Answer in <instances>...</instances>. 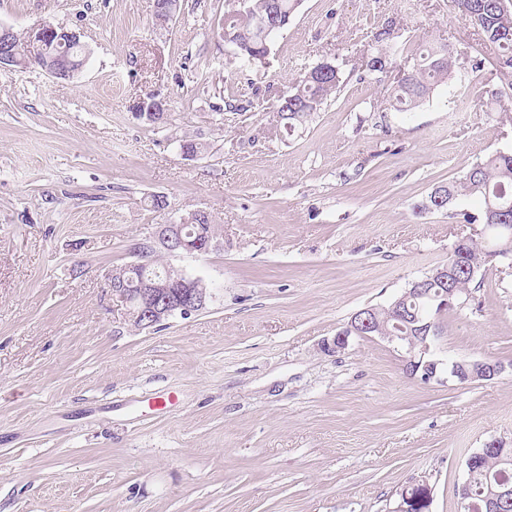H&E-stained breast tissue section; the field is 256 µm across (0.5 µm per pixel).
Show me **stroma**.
I'll list each match as a JSON object with an SVG mask.
<instances>
[{
	"mask_svg": "<svg viewBox=\"0 0 512 512\" xmlns=\"http://www.w3.org/2000/svg\"><path fill=\"white\" fill-rule=\"evenodd\" d=\"M232 5L180 0L162 24L154 0H0V26L50 23L89 51L71 81L0 67V512H394L422 481L429 512H455L469 455L512 447V262L437 342L505 364L494 380L423 384L377 338L321 348L478 236L414 206L512 149L497 50L453 0H303L263 67L218 37ZM389 18L454 53L451 81L408 114L389 104L399 70L363 66ZM330 58L345 85L284 135L277 97ZM150 95L162 120L134 108ZM199 210L218 246L173 263L214 302L135 328L104 272Z\"/></svg>",
	"mask_w": 512,
	"mask_h": 512,
	"instance_id": "35a3bbf8",
	"label": "stroma"
}]
</instances>
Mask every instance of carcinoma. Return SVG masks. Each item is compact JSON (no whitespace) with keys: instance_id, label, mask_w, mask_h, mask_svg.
<instances>
[{"instance_id":"cac0c4a2","label":"carcinoma","mask_w":512,"mask_h":512,"mask_svg":"<svg viewBox=\"0 0 512 512\" xmlns=\"http://www.w3.org/2000/svg\"><path fill=\"white\" fill-rule=\"evenodd\" d=\"M302 4V0H244L242 6L224 14L220 37L231 39L233 54L237 58L262 63L267 52L260 22L271 16L285 29ZM458 11L465 16L485 41L498 51L500 72L512 74V8L506 10L501 0H456ZM414 60L413 68L398 79L391 92V106L398 112H409L429 95L433 87L452 76L453 54L447 47L421 45L414 50L398 41L395 20L388 18L373 33L370 53L365 68L384 73L401 56ZM346 82L340 67H327L321 62L298 80L285 96L278 100L277 114L280 127L287 134L303 124L331 95L339 92ZM447 203H436L429 194L417 203L414 213L419 215L455 208L453 217L462 224H487L488 230L478 241L461 237L448 254V264L454 276L448 282L430 284V292L455 291L464 298L469 288L480 287L484 271L503 259L512 258V149L497 150L485 160L473 164L461 179L434 188ZM186 239L192 241L214 237L215 224L209 218L188 216L185 221ZM420 310L433 320V327L441 331V316L454 310L449 306L439 309L432 301H423L412 293L402 292L387 305L375 308V321L398 334L409 331L396 328L402 323L400 315ZM448 372L454 373L455 382L465 384L472 377V362L465 359L448 361ZM479 463L472 469L470 493L472 500L483 502L496 490V479L502 472L512 478V448H480Z\"/></svg>"}]
</instances>
